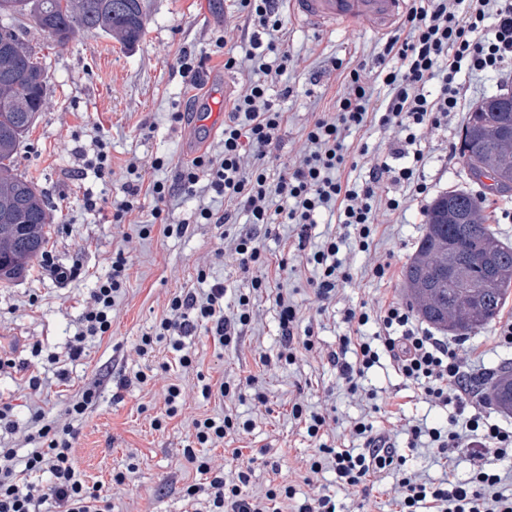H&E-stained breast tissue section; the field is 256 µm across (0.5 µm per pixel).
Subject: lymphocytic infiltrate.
<instances>
[{
  "label": "lymphocytic infiltrate",
  "instance_id": "f902f5d3",
  "mask_svg": "<svg viewBox=\"0 0 512 512\" xmlns=\"http://www.w3.org/2000/svg\"><path fill=\"white\" fill-rule=\"evenodd\" d=\"M239 2L247 16L249 59L264 77L249 82L226 109L222 154L206 151L180 163L172 182L155 176L168 167L166 158H154L147 166L128 162L110 202L88 195L83 205L108 224L135 221L143 239L157 229L167 238L183 236L193 222L232 224L241 214L253 224L292 225L295 247L312 269L310 284L322 313L352 280L339 257L341 247L368 251L380 223L425 201L431 187L424 173L423 141L428 131L446 125L452 113L470 106L464 77L512 78L505 68L512 61V0H418L398 31L381 44L374 69L360 64L350 70L333 115L315 116L309 124L308 152L276 171L266 159L277 148L285 123L279 102L293 93L280 81L291 60L283 0ZM377 79L384 87L379 97L374 94ZM373 125L390 133L384 148L372 152L364 146L351 152L347 132ZM361 166L368 170L367 179L341 180V170ZM199 189L223 200V208L201 206L192 221L171 220L172 198ZM326 212L338 213V230L313 242L317 219ZM232 242L239 269L250 276L248 292L230 294L227 285L216 281L201 294L191 288L174 294L166 314L141 336L136 346L140 356H151L159 344H166L175 363L190 373L199 365L191 345L198 332H205L214 346H238L253 320V295L273 292L264 245L248 232L237 233ZM129 269L124 250H115L107 273L97 278L85 302L80 330L64 357H51V364L81 360L88 340L110 331L112 308ZM273 296L283 342L277 358L261 357L263 366L291 362L301 351L322 354L348 393L373 401L376 392L365 389L361 380L385 359L413 387L418 400L448 412L447 424L409 425L402 450L375 426L372 415H364L350 424L359 447L341 448L325 440L329 414L293 403L292 417L303 423L314 444L307 461L310 473L332 468L339 487L364 497L377 477L395 475L397 512H512V496L497 491L505 469H512V428L493 420L486 403L468 386L471 365L461 354V340L436 335L409 304L392 300L346 308V331L335 349L327 351L313 331L296 337L297 308L283 295ZM97 397L96 387L83 389L60 420L34 410L23 429L33 444L26 455L0 447V512H112L111 489L88 486L72 457L75 424ZM189 428L192 442L183 456L209 477L183 489L195 512H336V497L324 488L301 497L293 484L280 483L263 494L250 493V468L241 463L240 449L232 451L238 464L230 479L213 469L207 457L197 455V448H215L251 433V420L205 414L193 418ZM421 448L447 463L468 456L469 476L452 473L437 481L422 477L407 466L409 453Z\"/></svg>",
  "mask_w": 512,
  "mask_h": 512
}]
</instances>
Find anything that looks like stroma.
<instances>
[{
	"label": "stroma",
	"instance_id": "stroma-1",
	"mask_svg": "<svg viewBox=\"0 0 512 512\" xmlns=\"http://www.w3.org/2000/svg\"><path fill=\"white\" fill-rule=\"evenodd\" d=\"M145 33L141 41L125 46L98 32H78L66 47L45 41L34 27L26 36L40 46L49 77L46 102L18 154L17 171L42 189L50 202V224L46 247L64 265L82 267V275L65 284L43 276L39 265H31L27 276L9 284L0 283V334L18 346L10 356L17 372L0 375V400L11 403L12 415L26 424L34 405L50 417L61 416L66 403L89 385H97L98 399L78 422L75 463L88 485L110 484L113 474L128 475L126 490L116 495L114 512H191L183 498L184 485L203 482L204 477L183 457L188 424L201 414H223L233 410L241 419L254 422L244 439V456L254 458L250 489L264 492L269 485L290 483L299 495L315 487L336 492L337 512H393V475L375 482L369 498L361 499L338 489L332 470L309 475L306 461L312 452L303 426L290 415L291 403L300 399L311 409L336 417V441L348 442L349 420L364 414L367 406L337 385V373L327 361L301 352L294 363L268 373L257 364L259 353L276 356L280 349L278 319L271 302L258 299L256 316L237 348L218 350L207 336L194 339L200 359V375L170 369L145 387H123L124 378L145 365L170 361L171 355L157 349L150 359L140 358L134 346L143 333L166 313L169 298L181 290L197 287V271L207 268L213 278L230 287L245 288L248 277L231 256L216 258L219 231L212 224L191 223L187 233L166 238L153 232L148 239L128 238L127 225L101 223L96 213L84 210L85 194L111 195L128 159L150 164L164 155L174 163L186 161L182 128H171L170 112L186 110L190 90L174 71L175 56L187 48L207 51L212 33L227 31V50L239 58L249 50L238 29L244 18L238 0H140ZM288 48L293 56L284 75L294 93L281 106L288 123L271 165L298 160L305 133L315 114L332 112L342 94L347 73L359 62H372L379 38L358 29L319 31L286 19ZM321 71L318 86H310L311 72ZM466 113L452 115L446 126L428 133L425 174L433 194L463 188L478 192L466 164L446 165L440 157L449 143L460 140ZM155 125L152 137L142 138L141 124ZM101 134L112 154V173L100 179L80 171L79 148L90 146ZM424 230V217L417 209L393 217L380 226L368 252L348 256L353 281L343 288L326 315L315 313L314 293L303 267L295 266L293 232L281 227L279 235L265 238L268 273L288 293L299 310L301 325H313L322 345L331 349L343 334L345 308L362 302L377 304L392 298L406 299L402 270L414 257ZM130 256L127 286L112 312V329L90 343L85 356L68 365L69 377L50 378L40 401L28 394L27 372L33 363L45 367L51 356L62 353L81 327L83 301L97 277L109 269L117 248ZM392 262L391 281L368 276L374 260ZM259 378L258 389L243 388L240 397L204 399L199 380L212 387L247 375ZM181 384L185 402L180 415L168 420L165 430H154L151 420L164 409L165 386ZM368 387L378 392L381 407L375 419L391 431L397 445H404L406 419L445 423L447 414L413 400L391 366L371 371ZM264 392L258 402L256 392Z\"/></svg>",
	"mask_w": 512,
	"mask_h": 512
}]
</instances>
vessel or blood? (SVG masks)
<instances>
[{
    "mask_svg": "<svg viewBox=\"0 0 512 512\" xmlns=\"http://www.w3.org/2000/svg\"><path fill=\"white\" fill-rule=\"evenodd\" d=\"M405 0H288L292 16L317 30L360 27L377 35L391 32L404 11Z\"/></svg>",
    "mask_w": 512,
    "mask_h": 512,
    "instance_id": "1",
    "label": "vessel or blood"
}]
</instances>
